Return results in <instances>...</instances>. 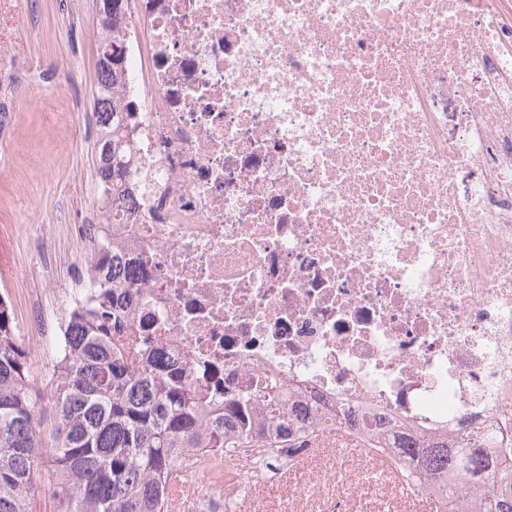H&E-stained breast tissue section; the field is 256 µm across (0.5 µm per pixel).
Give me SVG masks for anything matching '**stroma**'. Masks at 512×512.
Returning <instances> with one entry per match:
<instances>
[{"mask_svg": "<svg viewBox=\"0 0 512 512\" xmlns=\"http://www.w3.org/2000/svg\"><path fill=\"white\" fill-rule=\"evenodd\" d=\"M10 49L38 80L41 96L18 99L13 136L17 148L0 159V290H7L18 323L31 307L59 313L58 294L82 271L87 250L76 235L88 223L96 203L92 176L95 135L88 126L93 110L100 46L96 0H25L12 17ZM68 60L81 71L78 85L56 87L49 66ZM28 224L48 237L50 266L31 276ZM306 473L277 481L250 493L244 512H285L305 487Z\"/></svg>", "mask_w": 512, "mask_h": 512, "instance_id": "35a3bbf8", "label": "stroma"}]
</instances>
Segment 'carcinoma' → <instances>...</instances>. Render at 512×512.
I'll list each match as a JSON object with an SVG mask.
<instances>
[{
	"label": "carcinoma",
	"mask_w": 512,
	"mask_h": 512,
	"mask_svg": "<svg viewBox=\"0 0 512 512\" xmlns=\"http://www.w3.org/2000/svg\"><path fill=\"white\" fill-rule=\"evenodd\" d=\"M100 46L94 112L99 124L121 122L112 88L121 81L117 23L128 0H100ZM127 173L123 140L103 135L95 147V175L115 190ZM95 276L86 299L65 316V331L51 349V369L34 375L14 306L0 292V512H33L38 467L48 462L57 489L56 512H169L172 487L191 451L214 448H310L320 435L289 417L280 384L257 378L233 389L207 364L164 360L155 337L131 328L125 309L133 294L119 287L126 260L102 240L91 241ZM53 404L44 426L38 405ZM394 468L412 483L448 470V512L463 483L486 470L512 473V458L493 461L462 435L451 445L420 447L399 440ZM478 512H512L507 489L481 498Z\"/></svg>",
	"instance_id": "obj_1"
}]
</instances>
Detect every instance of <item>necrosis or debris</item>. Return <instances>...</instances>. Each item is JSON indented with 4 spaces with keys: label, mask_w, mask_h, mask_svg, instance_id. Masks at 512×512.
<instances>
[{
    "label": "necrosis or debris",
    "mask_w": 512,
    "mask_h": 512,
    "mask_svg": "<svg viewBox=\"0 0 512 512\" xmlns=\"http://www.w3.org/2000/svg\"><path fill=\"white\" fill-rule=\"evenodd\" d=\"M129 319L315 429L512 434V0H131ZM306 449L240 448L246 478ZM196 512L240 500L195 458Z\"/></svg>",
    "instance_id": "necrosis-or-debris-1"
}]
</instances>
